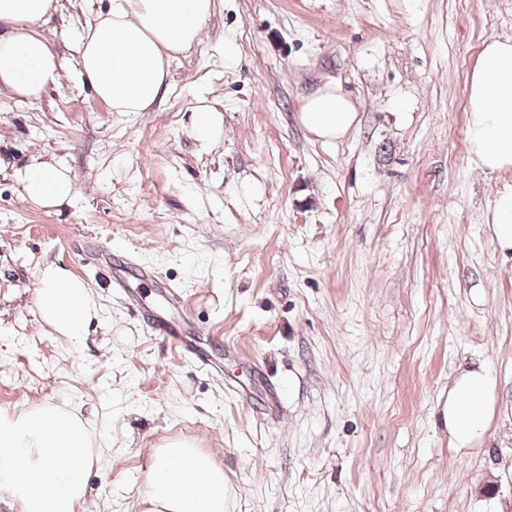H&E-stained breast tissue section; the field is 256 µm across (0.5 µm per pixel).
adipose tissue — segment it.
Here are the masks:
<instances>
[{
	"label": "adipose tissue",
	"mask_w": 512,
	"mask_h": 512,
	"mask_svg": "<svg viewBox=\"0 0 512 512\" xmlns=\"http://www.w3.org/2000/svg\"><path fill=\"white\" fill-rule=\"evenodd\" d=\"M57 0H0V89L39 98L60 84L61 65L40 27ZM215 0H112L83 29L79 66L95 95L114 112H144L169 77L171 54L202 38ZM355 119L352 103L327 86L303 99L300 124L329 143ZM467 139L487 171H512V37L485 43L468 88ZM22 198L53 208L73 192L68 168L33 155L13 172ZM42 320L55 332L82 341L98 318L88 286L62 267L46 265L36 289ZM495 380L485 366L464 370L448 391V433L468 448L487 433ZM94 433L71 409L38 404L0 413V490L18 512H75L87 490ZM140 512H224V470L211 454L175 441L155 449Z\"/></svg>",
	"instance_id": "ef3b65f1"
}]
</instances>
